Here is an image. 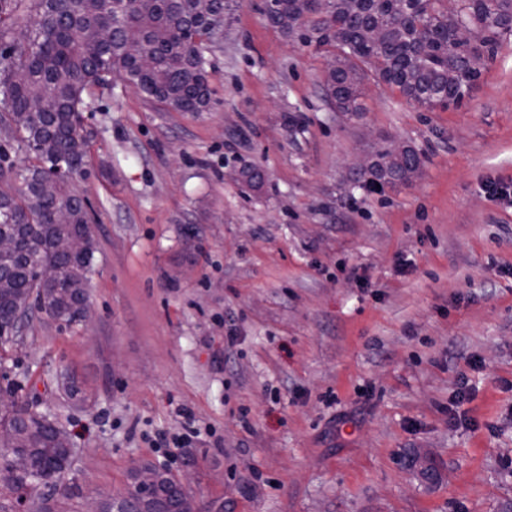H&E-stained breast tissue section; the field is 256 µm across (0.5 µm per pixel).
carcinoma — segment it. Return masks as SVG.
<instances>
[{
    "label": "carcinoma",
    "instance_id": "carcinoma-1",
    "mask_svg": "<svg viewBox=\"0 0 512 512\" xmlns=\"http://www.w3.org/2000/svg\"><path fill=\"white\" fill-rule=\"evenodd\" d=\"M214 2L205 12L200 0H132L118 19L112 0H0V131L34 158L19 165L0 147V235L14 242L13 252L0 255V348L13 342L18 313L37 311L70 326L80 322L88 299L94 242L85 200L53 172L61 166L75 173L84 164V92L117 73L173 111H207L205 42L219 39L236 0ZM266 20L306 44L336 51V70L325 74L323 86L341 112L364 111L367 71L417 107L447 109L481 78L498 39L512 34V0H458L452 17L443 0H331L323 17L307 0H279ZM461 24L479 38L467 49L455 40ZM370 29L380 34L376 44L365 38ZM143 54L151 66L142 65ZM404 161L422 158L406 146L390 168L364 172V186L399 183ZM58 210L68 212V223L56 222ZM62 236L82 239L84 249L56 254L52 243ZM43 264L55 266V279L38 278ZM0 394L11 401L3 420L16 433L3 447L37 460L33 471L18 475L1 456L4 482L10 493L28 496L30 512H54L37 495L63 475L50 470L58 444L47 417L32 412L10 386Z\"/></svg>",
    "mask_w": 512,
    "mask_h": 512
}]
</instances>
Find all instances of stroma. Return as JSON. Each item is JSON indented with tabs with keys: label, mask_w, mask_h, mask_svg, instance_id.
Masks as SVG:
<instances>
[{
	"label": "stroma",
	"mask_w": 512,
	"mask_h": 512,
	"mask_svg": "<svg viewBox=\"0 0 512 512\" xmlns=\"http://www.w3.org/2000/svg\"><path fill=\"white\" fill-rule=\"evenodd\" d=\"M260 4L205 53L209 111L117 75L84 96L95 317L37 314L7 368L72 435L55 498L82 512L149 461L199 512H512V36L459 107L369 78L340 112L325 53ZM393 143L420 175L357 188ZM463 374L475 430L448 419ZM184 407L213 440L150 448Z\"/></svg>",
	"instance_id": "35a3bbf8"
}]
</instances>
